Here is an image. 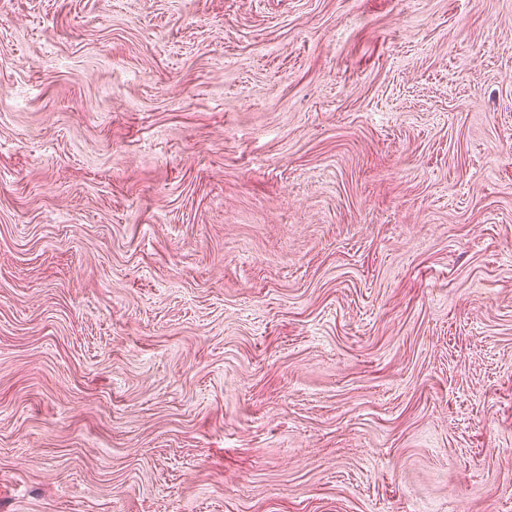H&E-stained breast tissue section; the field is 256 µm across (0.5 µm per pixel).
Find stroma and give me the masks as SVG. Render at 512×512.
Returning <instances> with one entry per match:
<instances>
[{
    "label": "stroma",
    "mask_w": 512,
    "mask_h": 512,
    "mask_svg": "<svg viewBox=\"0 0 512 512\" xmlns=\"http://www.w3.org/2000/svg\"><path fill=\"white\" fill-rule=\"evenodd\" d=\"M0 512H512V0H0Z\"/></svg>",
    "instance_id": "stroma-1"
}]
</instances>
